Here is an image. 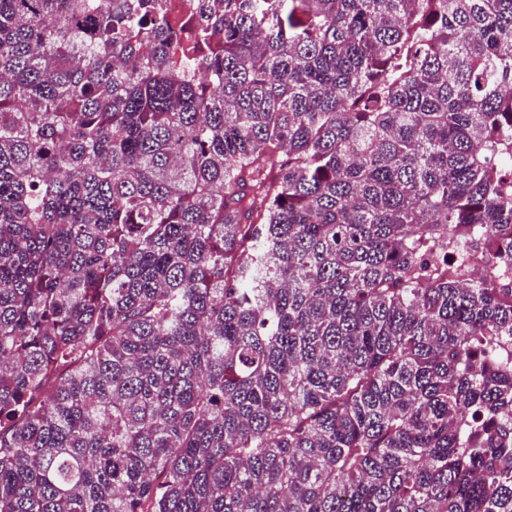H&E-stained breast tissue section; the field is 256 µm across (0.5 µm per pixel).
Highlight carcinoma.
<instances>
[{"instance_id": "cac0c4a2", "label": "carcinoma", "mask_w": 512, "mask_h": 512, "mask_svg": "<svg viewBox=\"0 0 512 512\" xmlns=\"http://www.w3.org/2000/svg\"><path fill=\"white\" fill-rule=\"evenodd\" d=\"M509 264L512 0H0V512H512Z\"/></svg>"}]
</instances>
